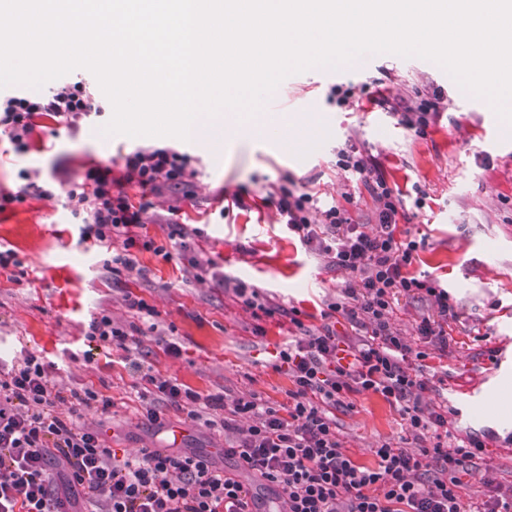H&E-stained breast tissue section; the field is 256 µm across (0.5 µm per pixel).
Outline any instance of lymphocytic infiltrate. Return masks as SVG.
<instances>
[{
	"label": "lymphocytic infiltrate",
	"mask_w": 512,
	"mask_h": 512,
	"mask_svg": "<svg viewBox=\"0 0 512 512\" xmlns=\"http://www.w3.org/2000/svg\"><path fill=\"white\" fill-rule=\"evenodd\" d=\"M414 95L410 105L383 96L371 103L421 134L439 117L441 95L419 88ZM97 109L82 80L59 81L36 97L7 92L0 95V137L22 155L42 147L45 121L71 126ZM337 157V167L358 176L376 202L373 225L354 223L338 205L315 221L316 198L294 182L259 199L275 206L288 230L345 276L319 326H303L298 310L287 312L298 332L278 347L274 364L291 382L287 402L272 403L254 392L230 400L201 396L138 362V339L109 315L94 317L88 326V341L129 356L140 376L137 399L147 422L162 423L172 409L230 433L223 455L233 470L194 451L118 453L99 429L80 421L91 405L109 411L111 398L89 387L63 391L51 377L53 364L29 353L0 370V512H512V490L466 507L465 480L477 475L474 462L486 442L472 435L449 445L442 434L447 413L426 400L432 385L421 363L431 351L447 350L457 303L439 279L411 274L421 243L398 237L406 207L377 158L352 144ZM192 177L185 155L138 149L124 156L120 176L108 165L89 167L67 191L65 206L79 226L80 242L112 249L104 267L117 277L138 271V252L170 259L165 247L136 229L153 221L156 197L191 187ZM132 187L138 198L130 197ZM402 295L432 303L417 325L415 347L391 319ZM365 392L398 410L414 449L384 442L373 450L374 465L353 459L336 430L335 411L347 407L349 395ZM63 403L69 406L64 413ZM258 485L274 490V497H258Z\"/></svg>",
	"instance_id": "obj_1"
}]
</instances>
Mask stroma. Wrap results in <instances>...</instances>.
Returning a JSON list of instances; mask_svg holds the SVG:
<instances>
[{"instance_id":"1","label":"stroma","mask_w":512,"mask_h":512,"mask_svg":"<svg viewBox=\"0 0 512 512\" xmlns=\"http://www.w3.org/2000/svg\"><path fill=\"white\" fill-rule=\"evenodd\" d=\"M353 91L338 104L332 86ZM443 91L441 118L417 135L373 107L369 95L383 93L412 103L419 87ZM99 113L76 127L44 134L46 149L22 158L0 156V189L18 183L28 168L68 190L93 162L120 166L121 157L138 148L168 147L188 156L195 170L193 198L170 189L157 198L160 212L179 210L185 240L169 239L165 224H149L145 233L171 252V261L141 253L146 277L113 279L102 267L107 254L78 244L77 226L63 200H31L0 213V247L14 249L26 271L14 278L0 270V361L12 363L30 352L54 363V380L65 387L90 386L109 397V413L87 410L82 423L97 427L118 450L140 448L193 449L219 453L222 432L184 420L167 411L163 428L145 425L138 412L134 386L139 377L120 349L86 361L83 352L88 324L108 314L126 325L132 320L123 295L132 292L154 306L161 328L182 347L180 357L167 356L154 336L142 337L139 359L162 375L177 378L201 395L238 396L250 391L282 402L291 383L275 371L270 356L277 344L295 334L285 315L266 319L265 336L253 334L254 320L238 303L237 282L258 289L262 298L284 310H300L305 325H320L323 302L334 300L342 276L302 245L282 224L275 208L224 207L221 198L237 190L250 197L285 176L309 179L320 210L345 204L353 221L373 223L377 204L365 189L344 202L347 181L336 170V154L345 144L372 153L389 181L404 194L408 220L402 235L424 238L415 273L438 276L459 303L460 317L449 322L450 345L428 359L439 377L430 398L449 409L448 435L463 440L489 436L488 450L477 463L479 478L464 490L466 502H481L495 488H512V369L495 370L490 353L512 355V125L495 113L471 107L470 96L437 64L393 54L366 56L339 71L315 68L285 78L267 108L297 117L313 113V129H282L272 142L252 131H237L221 151L174 137L101 135L113 108L96 92ZM211 260L223 283L195 279L183 249ZM493 387L486 415L470 412L471 395ZM352 409L337 410L336 423L350 454L360 463L374 462L373 447L388 442L399 447L404 423L393 406L372 393L352 396ZM182 426L180 440L169 428Z\"/></svg>"}]
</instances>
